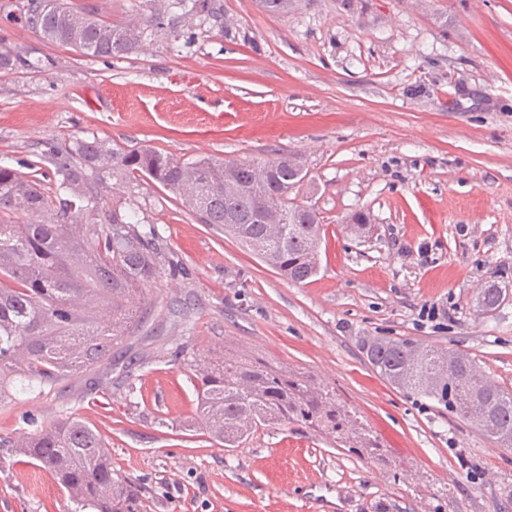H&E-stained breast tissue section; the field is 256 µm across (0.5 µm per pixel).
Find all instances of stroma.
Segmentation results:
<instances>
[{
    "instance_id": "obj_1",
    "label": "stroma",
    "mask_w": 512,
    "mask_h": 512,
    "mask_svg": "<svg viewBox=\"0 0 512 512\" xmlns=\"http://www.w3.org/2000/svg\"><path fill=\"white\" fill-rule=\"evenodd\" d=\"M24 2L0 0V49L44 65L0 72V166L94 136L185 161L295 153L309 181L289 196L323 232L319 273L295 284L171 191L88 172L92 221L118 209L158 230L153 312L125 343L131 368L0 392V512H84L16 447L68 417L104 436L144 512H512V449L399 392L359 349L364 336L461 349L512 388V0H300L279 14L216 0L223 28L197 16L109 61L48 43ZM71 2L123 24L171 0ZM359 210L373 237L347 230ZM490 280L510 298L485 314ZM226 344L335 387L386 462L298 422L237 448L211 439L173 352Z\"/></svg>"
}]
</instances>
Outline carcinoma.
Instances as JSON below:
<instances>
[{"instance_id": "obj_1", "label": "carcinoma", "mask_w": 512, "mask_h": 512, "mask_svg": "<svg viewBox=\"0 0 512 512\" xmlns=\"http://www.w3.org/2000/svg\"><path fill=\"white\" fill-rule=\"evenodd\" d=\"M190 11L223 26L214 0H192ZM28 27L51 44L94 58L123 59L139 51L147 32L173 27L179 17L144 10L126 24L112 25L65 0H27ZM32 63L0 51V71ZM48 147L29 167L54 166L56 189L37 177L0 166V214H23L18 224L0 223V389L20 382L26 391L54 389L70 376L89 375L112 360V352L151 312L147 285L159 274L157 232L112 212L107 224L85 218L90 200L86 171L145 177L179 194L203 224L233 235L289 281L303 283L319 271L322 224L317 211L288 200L299 184L281 156L261 164L207 158L185 162L155 148L125 150L95 137L77 142L74 153ZM277 201L281 233L273 236L264 206ZM348 230L366 238L374 230L357 212ZM478 307L501 306L491 281L477 293ZM409 338L370 336L359 344L370 366L406 396L436 402L459 421L489 420L512 434V389L485 375L475 376L476 357L423 345ZM197 379V413L205 431L238 448L260 430L301 422L336 436L353 454L383 462L385 452L354 411L336 402V393L310 376L288 371L260 357L230 349L198 357L175 351ZM22 454L48 471L78 505L93 512H143L140 486L112 472V453L101 433L67 418L28 436Z\"/></svg>"}]
</instances>
